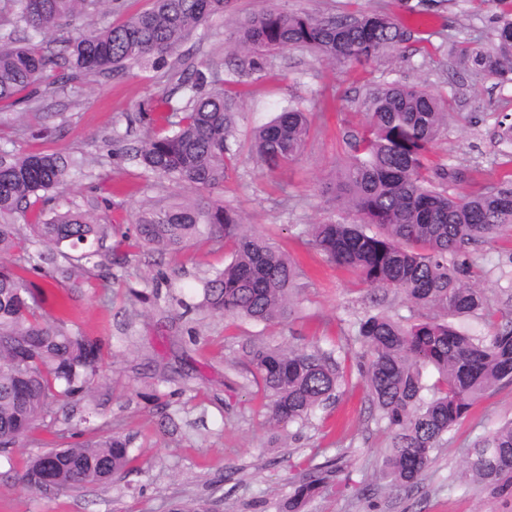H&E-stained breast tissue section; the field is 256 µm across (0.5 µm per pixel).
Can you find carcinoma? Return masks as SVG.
Segmentation results:
<instances>
[{"label": "carcinoma", "instance_id": "cac0c4a2", "mask_svg": "<svg viewBox=\"0 0 512 512\" xmlns=\"http://www.w3.org/2000/svg\"><path fill=\"white\" fill-rule=\"evenodd\" d=\"M103 0H0V104L38 101L37 86L55 63L47 37ZM225 0H152L148 10L94 29L68 42L67 84L86 74H117L130 64L160 68ZM413 30L379 10L353 17L318 18L268 8L234 31L230 67L200 65L179 78V95L160 99L167 128L132 148L142 173L183 186L224 182L232 155L235 104L228 87L267 73L270 57L291 50L317 53L331 62L368 64L404 56ZM490 48L456 45L458 62L500 84L512 83V6L496 15ZM364 130L350 143L336 200L351 220L303 224L298 236L375 290L399 293L425 314L412 323L384 312L365 314L354 336L368 358L357 364L378 419L392 432L383 474L395 487L421 483L444 436L469 415L485 393L512 382V325L476 336L455 320L484 308L483 288L472 280L470 249L512 229V180L489 191L454 193L462 172L431 159L447 129L448 102L417 84L382 82L361 101ZM310 130L304 108L284 104L252 131V157L275 170L300 160ZM78 162L56 153L18 155L0 144V254L25 255L29 269L48 255L59 257L69 278L112 237V225L94 224L85 213L52 207ZM35 213L37 223L16 224ZM137 243L150 251L180 249L206 238L231 249L224 269L202 288L203 305L254 322L285 318L299 273L290 258L241 223L221 201L172 203L141 212ZM38 243L45 250H31ZM44 290L30 288L15 269L0 266V448H12L39 424L59 421L68 399L90 392L103 356L100 340L61 318L48 321ZM252 365L268 402L267 422L303 424L336 399L345 366L318 346L284 349L255 345ZM130 440L99 437L79 446L48 448L29 458L22 482L58 491L107 483L131 461ZM331 465L309 472L288 499L287 512L329 485ZM466 475L500 493H512V421L479 439Z\"/></svg>", "mask_w": 512, "mask_h": 512}]
</instances>
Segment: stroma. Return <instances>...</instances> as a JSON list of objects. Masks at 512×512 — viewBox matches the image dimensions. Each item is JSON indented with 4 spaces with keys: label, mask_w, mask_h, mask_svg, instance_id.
<instances>
[{
    "label": "stroma",
    "mask_w": 512,
    "mask_h": 512,
    "mask_svg": "<svg viewBox=\"0 0 512 512\" xmlns=\"http://www.w3.org/2000/svg\"><path fill=\"white\" fill-rule=\"evenodd\" d=\"M273 5L320 18L378 7L422 23L403 59L340 65L310 51H291L272 57L263 79L233 86L237 156L223 184L179 189L142 174L125 151L158 128L156 101L173 92L183 70L223 66L236 25ZM499 9L496 0H227L223 15L188 39L163 68L134 65L115 75L80 76L64 90H41V111L58 115L46 136L25 134L33 119L22 116L20 107L0 108V135L13 139L16 149L85 159L88 174L63 191L60 209L112 225L117 238L152 205L218 199L252 231L279 244L301 270L292 315L268 323L203 307L204 281L230 256L206 239L154 255L126 241L116 254L100 258L112 267L108 280L90 266L71 278L47 264L28 272L29 283L48 295V315L100 340L96 387L106 398L95 407L75 401L76 416L64 436L40 426L0 453V512H170L173 502L201 500L211 512H280L294 486L333 459L340 472L306 512H512V495L464 477L475 442L512 419V383L491 389L445 437L421 485L396 488L383 477L391 433L378 421L358 376L363 348L352 326L370 311L407 322L419 313L400 294L370 290L296 235L297 225L343 218L329 188L364 124L359 103L377 82L421 83L448 98L452 117L432 158L461 169L457 191H488L512 178V149L496 139L498 115L512 113V84L465 70L453 55L460 40L485 43ZM287 100L306 106L310 139L301 161L270 172L250 158L248 136ZM470 261L488 307L462 324L483 336L512 323V231L479 244ZM137 290L152 292L151 302H137ZM173 296L183 306L170 305ZM259 343L342 347L347 382L339 399L305 424L271 427L248 362L250 348ZM168 413L175 415L177 431L161 428ZM106 433L128 437L133 455L111 482L77 491H36L21 483L32 455Z\"/></svg>",
    "instance_id": "1"
}]
</instances>
